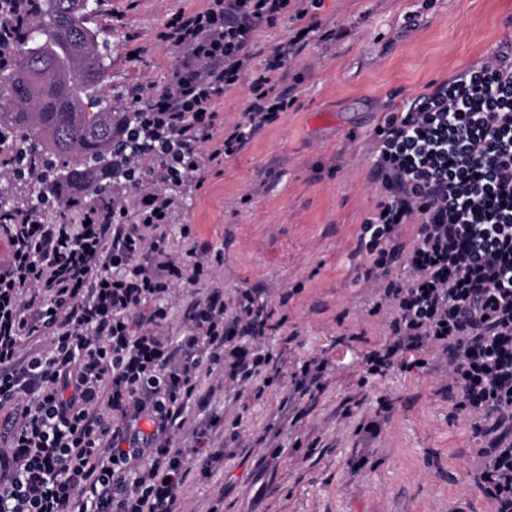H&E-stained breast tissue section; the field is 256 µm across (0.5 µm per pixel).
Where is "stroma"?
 <instances>
[{
	"label": "stroma",
	"mask_w": 512,
	"mask_h": 512,
	"mask_svg": "<svg viewBox=\"0 0 512 512\" xmlns=\"http://www.w3.org/2000/svg\"><path fill=\"white\" fill-rule=\"evenodd\" d=\"M209 0H98L92 27L109 78L106 100L128 111L129 94L160 93L181 52L159 35L175 14ZM338 36H313L274 75L294 101L242 149L200 176L164 180L177 205L167 220L170 251L205 248L207 269L169 302L165 335L184 331L192 301L211 289L234 309L250 292L267 315L261 341L245 346L296 365L314 354L333 369L305 417L269 429L290 376L262 396L229 387L224 424L237 442L224 467L185 487L186 512H492L473 469L481 438L456 409L436 350L425 363L366 376L365 357L388 336L390 312H372V258L359 252L361 226L382 199L373 179L374 130L457 70L512 49V0H304ZM282 17L254 32L247 80L215 100V132L241 124L273 47L299 28Z\"/></svg>",
	"instance_id": "obj_1"
}]
</instances>
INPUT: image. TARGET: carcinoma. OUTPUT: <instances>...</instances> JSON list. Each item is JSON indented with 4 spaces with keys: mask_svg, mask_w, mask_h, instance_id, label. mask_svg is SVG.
<instances>
[{
    "mask_svg": "<svg viewBox=\"0 0 512 512\" xmlns=\"http://www.w3.org/2000/svg\"><path fill=\"white\" fill-rule=\"evenodd\" d=\"M88 24V0L38 2L9 65L0 67V131L11 137L5 149L40 171L39 193L55 197L67 185H88L102 205V182L115 175L112 156L133 144L132 117L93 95L108 73ZM59 158L74 160L65 178L55 177Z\"/></svg>",
    "mask_w": 512,
    "mask_h": 512,
    "instance_id": "carcinoma-1",
    "label": "carcinoma"
}]
</instances>
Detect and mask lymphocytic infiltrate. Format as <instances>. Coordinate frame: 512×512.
Segmentation results:
<instances>
[{
	"instance_id": "1",
	"label": "lymphocytic infiltrate",
	"mask_w": 512,
	"mask_h": 512,
	"mask_svg": "<svg viewBox=\"0 0 512 512\" xmlns=\"http://www.w3.org/2000/svg\"><path fill=\"white\" fill-rule=\"evenodd\" d=\"M290 8L211 0L176 15L161 39L184 62L160 94L133 92L146 143L114 167L135 172L149 157L170 179L198 173L273 122L288 101L263 88L298 38L273 48L247 123L221 139L213 101L246 74L253 30ZM376 152L386 198L360 245L379 270L400 261L408 276L379 286L391 338L370 352L367 371L439 348L459 409L481 416L476 473L494 512H512V64L497 54L432 85L378 127ZM134 187L132 223L113 206L81 210L74 224L0 208L9 245L0 263V512H184L187 482L224 463V415L212 405L225 382L254 385L270 366L271 355L236 342L265 328L246 294L229 314L212 290L194 302L182 336H163V300L197 283L204 264L168 251L173 198L140 179ZM413 215L408 247L400 230ZM192 404L209 417L185 452L174 442Z\"/></svg>"
}]
</instances>
